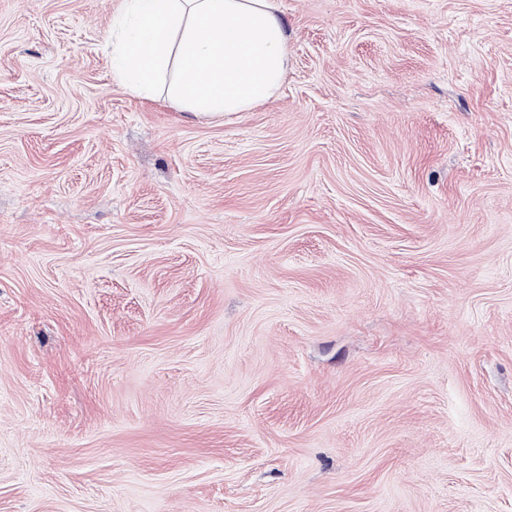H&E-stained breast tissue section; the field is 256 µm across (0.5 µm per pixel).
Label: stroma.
<instances>
[{
  "instance_id": "obj_1",
  "label": "stroma",
  "mask_w": 512,
  "mask_h": 512,
  "mask_svg": "<svg viewBox=\"0 0 512 512\" xmlns=\"http://www.w3.org/2000/svg\"><path fill=\"white\" fill-rule=\"evenodd\" d=\"M125 0H0V512H512V0H276L194 117Z\"/></svg>"
}]
</instances>
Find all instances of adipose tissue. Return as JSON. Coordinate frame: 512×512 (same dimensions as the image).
Instances as JSON below:
<instances>
[{"label": "adipose tissue", "mask_w": 512, "mask_h": 512, "mask_svg": "<svg viewBox=\"0 0 512 512\" xmlns=\"http://www.w3.org/2000/svg\"><path fill=\"white\" fill-rule=\"evenodd\" d=\"M112 75L131 92L165 83L197 117L268 100L288 70V35L273 0H127Z\"/></svg>", "instance_id": "ef3b65f1"}]
</instances>
